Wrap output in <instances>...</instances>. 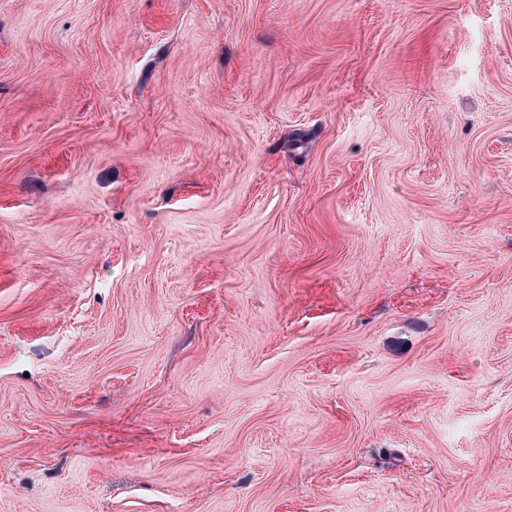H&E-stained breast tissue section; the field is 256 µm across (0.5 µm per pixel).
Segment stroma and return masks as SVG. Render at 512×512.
I'll return each instance as SVG.
<instances>
[{
  "label": "stroma",
  "instance_id": "obj_1",
  "mask_svg": "<svg viewBox=\"0 0 512 512\" xmlns=\"http://www.w3.org/2000/svg\"><path fill=\"white\" fill-rule=\"evenodd\" d=\"M0 512H512V0H0Z\"/></svg>",
  "mask_w": 512,
  "mask_h": 512
}]
</instances>
